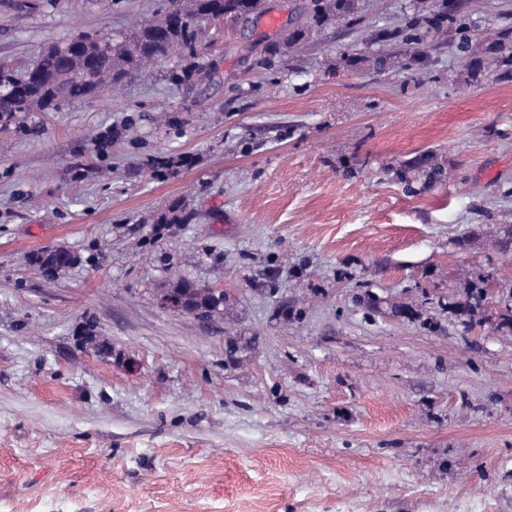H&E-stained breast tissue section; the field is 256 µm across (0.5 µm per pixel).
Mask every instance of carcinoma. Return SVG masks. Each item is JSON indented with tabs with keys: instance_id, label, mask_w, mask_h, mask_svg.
Listing matches in <instances>:
<instances>
[{
	"instance_id": "cac0c4a2",
	"label": "carcinoma",
	"mask_w": 512,
	"mask_h": 512,
	"mask_svg": "<svg viewBox=\"0 0 512 512\" xmlns=\"http://www.w3.org/2000/svg\"><path fill=\"white\" fill-rule=\"evenodd\" d=\"M359 10V0H304L296 21L281 34L271 52H276L281 44L290 49L299 45L316 28L355 25L360 22ZM263 12L264 0H188L182 15L172 16L161 9L137 22L128 36L107 51L98 49V39L74 33L55 42V46L39 54L18 72L0 67V120L15 126L21 133H29L31 129L18 115L56 112L68 102L94 98L171 51L179 55L180 65L166 71V80L173 85L190 86L204 70L198 63L201 54L198 23L208 17L215 21L244 16L254 18ZM450 25L459 30L469 29V23L457 9L448 12L441 8L431 12L423 8L394 29L377 32L373 42L389 43L401 36L405 41L420 44L434 40ZM458 48L466 59L470 78L476 79L492 69L497 72L498 79L512 80V28L502 29L487 40L465 35ZM88 62L97 72L94 83L86 82L79 73ZM191 164L192 156L188 154H159L144 159L139 167L155 178H166ZM188 219L186 208L177 203L160 216L158 223L184 224ZM31 262L48 279L54 278V273L62 267L53 250L33 254ZM171 293L187 298L188 314L198 320L208 318L222 301L212 289L185 281L178 282ZM492 300V288L487 281L478 278L448 298L446 309L468 331L488 321L486 311ZM495 318V328L512 335L511 299L498 303Z\"/></svg>"
}]
</instances>
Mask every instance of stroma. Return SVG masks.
I'll use <instances>...</instances> for the list:
<instances>
[{"label":"stroma","instance_id":"stroma-1","mask_svg":"<svg viewBox=\"0 0 512 512\" xmlns=\"http://www.w3.org/2000/svg\"><path fill=\"white\" fill-rule=\"evenodd\" d=\"M301 2L202 23L194 85L169 56L0 130V512H512V335L441 308L480 274L512 291V81L468 80L453 28L378 66L412 0L263 67ZM463 2L512 26V0ZM157 3L0 0V66ZM175 203L190 223H159ZM57 247L83 261L48 281L30 257ZM183 279L223 295L209 321L163 307ZM192 164L188 154H159L144 159L139 167L146 169L154 178H166L180 172Z\"/></svg>","mask_w":512,"mask_h":512}]
</instances>
